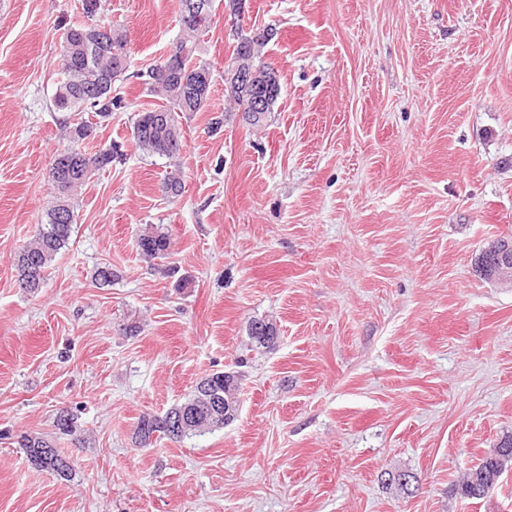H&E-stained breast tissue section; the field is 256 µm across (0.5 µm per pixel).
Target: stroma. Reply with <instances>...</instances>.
I'll list each match as a JSON object with an SVG mask.
<instances>
[{"instance_id": "35a3bbf8", "label": "stroma", "mask_w": 512, "mask_h": 512, "mask_svg": "<svg viewBox=\"0 0 512 512\" xmlns=\"http://www.w3.org/2000/svg\"><path fill=\"white\" fill-rule=\"evenodd\" d=\"M227 3L202 43L210 98L166 159L130 141L158 103L133 73L179 38V0H100L133 73L92 147L127 155L82 188L32 297L13 257L52 189L61 37L84 16L0 0V512H512V467L485 498L455 491L512 434V282L475 270L512 237V0H246V32L277 30L261 131L225 110ZM149 224L177 276L140 258ZM105 263L119 278L102 288ZM258 318L274 347L250 339ZM215 372L239 377L232 422L134 445L141 414ZM63 407L74 435L56 433ZM27 431L56 435L70 480L32 468Z\"/></svg>"}]
</instances>
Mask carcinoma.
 <instances>
[{
    "mask_svg": "<svg viewBox=\"0 0 512 512\" xmlns=\"http://www.w3.org/2000/svg\"><path fill=\"white\" fill-rule=\"evenodd\" d=\"M213 0H206V15L195 26L180 21L181 34L174 43L176 61L169 66L161 60L147 70L138 73L150 93L162 100L152 109L136 114L132 126L135 148L152 156L173 158L182 146V129L179 117L184 112H199L207 104L211 85L198 89L184 83L191 74L209 69L198 59L201 37L208 32L212 22ZM273 36V28L267 27L260 36H247L245 42H233L230 64L245 61L256 72L250 85L235 86L224 90L227 101L245 114L247 124L259 127L273 111L277 98H272L263 112L252 111V100L266 85L280 88L278 76L271 63L264 58L261 48ZM130 55L126 32L93 23H79L66 29L62 36L60 69L54 106L60 112H93L107 118L112 110L121 108V99L112 96V84L129 69ZM94 131L90 121L64 122L62 132L65 144L56 155L57 161L50 168L53 192L45 210V223L38 225L33 238L14 255L17 287L30 295L37 294L45 283L58 254L71 241L75 224V196L87 181L99 170L124 157L121 146L109 151L92 153L85 142ZM167 197H178L184 190L180 172L167 173L160 185ZM169 235L157 227H147L137 237V248L148 261L162 260L169 255ZM276 326L265 319L249 323L250 339L263 348L275 345L272 336ZM220 394L227 408L238 405L236 396L237 376L224 377L216 372L202 378L192 394L183 402L176 403L164 413L142 414L133 430L134 443L147 446L155 438L180 442L190 436L202 435L233 421L236 414H211L204 402L201 387ZM196 413L197 420L177 435L167 432L163 423L170 416L184 410ZM33 467L67 480L75 469L74 461L61 453L50 436L40 432H25L18 437ZM512 461V435L500 442L495 452L481 459L458 484L457 492L467 499L481 498L480 492L490 487L492 478L503 474Z\"/></svg>",
    "mask_w": 512,
    "mask_h": 512,
    "instance_id": "obj_1",
    "label": "carcinoma"
}]
</instances>
